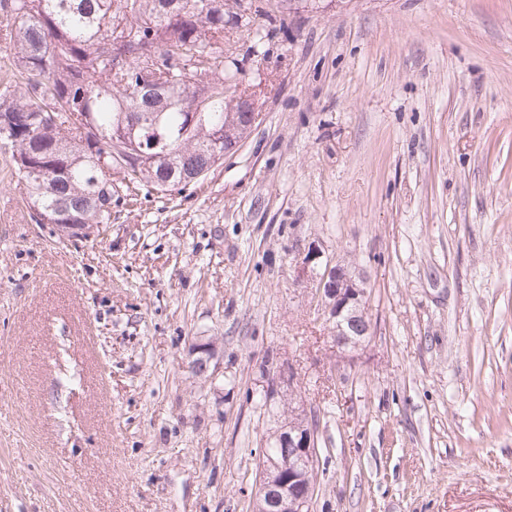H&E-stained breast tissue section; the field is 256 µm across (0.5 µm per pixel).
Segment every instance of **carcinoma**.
<instances>
[{
  "instance_id": "cac0c4a2",
  "label": "carcinoma",
  "mask_w": 512,
  "mask_h": 512,
  "mask_svg": "<svg viewBox=\"0 0 512 512\" xmlns=\"http://www.w3.org/2000/svg\"><path fill=\"white\" fill-rule=\"evenodd\" d=\"M0 40L12 50V64L23 87L0 95V113L15 122L0 141L12 153H36L18 172L28 203L57 215L55 224L112 223V174L123 170L134 185L164 194L185 185L165 183L159 168L136 165L112 151L113 131L135 129L134 147L158 164L170 163L204 179L224 155L210 151L211 137L232 142L250 130L238 117L224 78L237 74L224 62V30L268 16L257 0H0ZM123 16L130 40L114 47L113 19ZM154 49L164 84H184L203 74L184 98L164 95L152 102L137 94L142 69L136 55ZM127 57V69L112 71L114 53ZM63 112H85L99 135L89 138L60 119Z\"/></svg>"
}]
</instances>
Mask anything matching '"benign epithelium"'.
<instances>
[{
	"instance_id": "benign-epithelium-1",
	"label": "benign epithelium",
	"mask_w": 512,
	"mask_h": 512,
	"mask_svg": "<svg viewBox=\"0 0 512 512\" xmlns=\"http://www.w3.org/2000/svg\"><path fill=\"white\" fill-rule=\"evenodd\" d=\"M235 88L234 100L249 126L259 116L251 94L242 91L240 78L225 80ZM70 237L90 239L101 235V224H70ZM311 290L322 306L336 357L349 363L373 332L366 297L367 278L341 261L325 266L324 272L310 278ZM215 354L214 341H198L188 351L187 367L202 376ZM263 396L266 407L280 408V421L270 434L278 450L265 453L261 460V491L254 500V512H310L314 494L313 472L317 462L316 435L307 410L294 397V375L280 366L265 373Z\"/></svg>"
}]
</instances>
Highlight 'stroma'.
Masks as SVG:
<instances>
[{"label":"stroma","mask_w":512,"mask_h":512,"mask_svg":"<svg viewBox=\"0 0 512 512\" xmlns=\"http://www.w3.org/2000/svg\"><path fill=\"white\" fill-rule=\"evenodd\" d=\"M262 4L224 48L259 123L182 192L113 172L105 237L35 223L0 147V512H250L278 364L311 512H512V0ZM312 246L370 282L350 366ZM215 354L213 340L198 341L188 351L187 367L195 375L202 376L209 370L211 359Z\"/></svg>","instance_id":"stroma-1"}]
</instances>
